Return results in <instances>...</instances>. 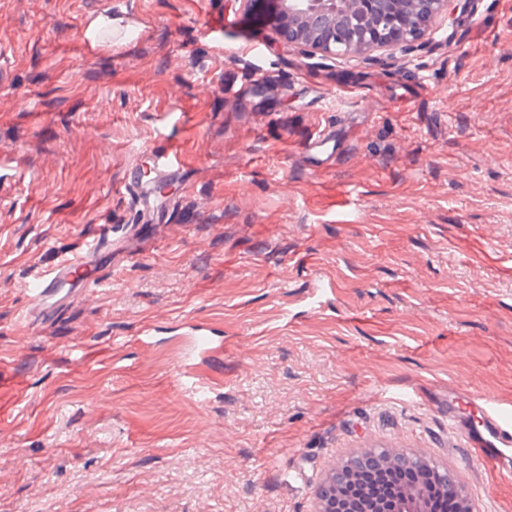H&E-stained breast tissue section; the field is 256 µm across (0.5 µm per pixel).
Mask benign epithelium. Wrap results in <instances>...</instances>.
<instances>
[{
	"label": "benign epithelium",
	"instance_id": "obj_1",
	"mask_svg": "<svg viewBox=\"0 0 512 512\" xmlns=\"http://www.w3.org/2000/svg\"><path fill=\"white\" fill-rule=\"evenodd\" d=\"M400 0H288L284 18H274V30L280 41L302 54L318 53L325 58L358 56L373 60L378 55L424 48L427 35L447 22L454 13L472 8L471 0H412L413 14L405 24L390 21ZM361 453L374 457V477L386 476L411 465L412 479L402 488V512H429L432 500L448 493V485L427 484L431 460L422 454L398 448H365ZM354 455L336 462V479L315 490L319 501L316 512H334L336 503L351 488L360 489L364 512H386L368 488L353 464Z\"/></svg>",
	"mask_w": 512,
	"mask_h": 512
}]
</instances>
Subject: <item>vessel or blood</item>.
I'll return each mask as SVG.
<instances>
[{
	"label": "vessel or blood",
	"instance_id": "vessel-or-blood-1",
	"mask_svg": "<svg viewBox=\"0 0 512 512\" xmlns=\"http://www.w3.org/2000/svg\"><path fill=\"white\" fill-rule=\"evenodd\" d=\"M142 26L141 18L123 9L120 0H107L101 10L84 22L82 44L99 54L107 64L113 53L140 33ZM304 149L316 166L323 168L331 160L334 142L326 130L318 128L307 136ZM181 164V148L175 141H165L153 156V169L162 178L179 169ZM107 248V242H92L81 256L60 259L27 284L28 305L22 313V321L29 326L42 321L63 302L94 285L95 279L89 270ZM212 349L213 342L202 329L191 330L189 345L182 350L176 363L181 384H198L195 360ZM440 409L447 416L449 426L463 434L467 446L473 449L479 461L490 463L502 476L512 477L511 411L454 385L449 386Z\"/></svg>",
	"mask_w": 512,
	"mask_h": 512
}]
</instances>
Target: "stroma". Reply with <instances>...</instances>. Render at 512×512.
<instances>
[{"label": "stroma", "instance_id": "stroma-1", "mask_svg": "<svg viewBox=\"0 0 512 512\" xmlns=\"http://www.w3.org/2000/svg\"><path fill=\"white\" fill-rule=\"evenodd\" d=\"M127 2L145 33L105 70L80 37L101 0H0V155L29 171H0V512H310L374 439L512 512L434 406L452 383L512 410V0L376 61L292 51L238 0ZM166 137L185 163L145 220L128 159L153 178ZM132 225L99 290L23 327L27 282ZM189 324L223 345L201 399ZM304 150L309 152L314 159L317 168L326 167L331 161L334 150V141L326 129L316 127L312 134H309L304 144ZM203 331L204 329L202 328H196L191 329L188 333V336H191L189 345L182 350L176 363V368L180 374L179 387L187 384L197 385L199 383L200 379L195 371V360L197 357L208 354L214 349L211 338L204 334Z\"/></svg>", "mask_w": 512, "mask_h": 512}]
</instances>
